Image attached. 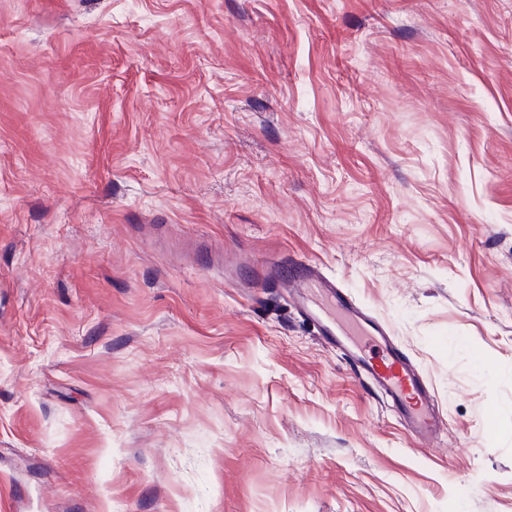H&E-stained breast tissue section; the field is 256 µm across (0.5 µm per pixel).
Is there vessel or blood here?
Here are the masks:
<instances>
[{"instance_id":"1","label":"vessel or blood","mask_w":512,"mask_h":512,"mask_svg":"<svg viewBox=\"0 0 512 512\" xmlns=\"http://www.w3.org/2000/svg\"><path fill=\"white\" fill-rule=\"evenodd\" d=\"M257 279L279 288L291 307L315 320L323 341L342 346L360 376L390 398L399 417L424 445L439 438L445 417L434 396L407 356L384 331H366L360 307L317 265L300 261L291 269L269 260Z\"/></svg>"}]
</instances>
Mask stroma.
<instances>
[{"label":"stroma","instance_id":"obj_1","mask_svg":"<svg viewBox=\"0 0 512 512\" xmlns=\"http://www.w3.org/2000/svg\"><path fill=\"white\" fill-rule=\"evenodd\" d=\"M0 512H512V0H0ZM263 284L280 288L286 304L315 320L319 336L330 345H339L360 376L390 398L393 408L413 436L431 446L439 438L445 417L434 396L407 356L385 336L386 332H368L360 307L336 284L322 274L317 265L298 261L288 274L278 260H269L257 271ZM355 336H364L356 338ZM377 347L376 358L362 349Z\"/></svg>","mask_w":512,"mask_h":512}]
</instances>
